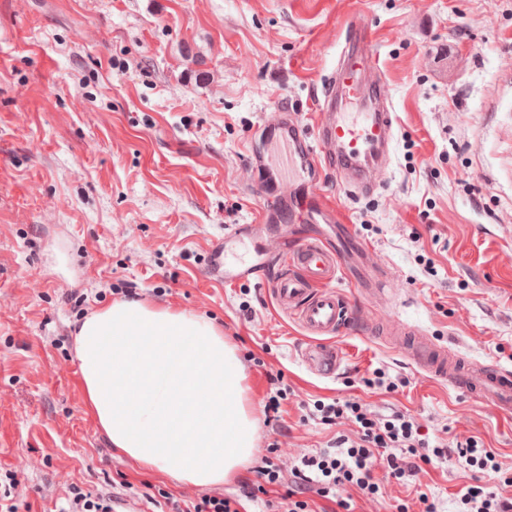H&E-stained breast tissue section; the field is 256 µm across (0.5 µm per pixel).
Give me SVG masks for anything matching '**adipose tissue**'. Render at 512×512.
<instances>
[{"mask_svg": "<svg viewBox=\"0 0 512 512\" xmlns=\"http://www.w3.org/2000/svg\"><path fill=\"white\" fill-rule=\"evenodd\" d=\"M76 341L88 407L112 446L177 484L223 483L252 455L255 427L233 346L207 317L118 301Z\"/></svg>", "mask_w": 512, "mask_h": 512, "instance_id": "adipose-tissue-1", "label": "adipose tissue"}]
</instances>
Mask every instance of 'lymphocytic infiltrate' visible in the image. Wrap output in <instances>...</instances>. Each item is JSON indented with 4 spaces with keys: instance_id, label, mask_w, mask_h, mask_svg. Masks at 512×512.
<instances>
[{
    "instance_id": "obj_1",
    "label": "lymphocytic infiltrate",
    "mask_w": 512,
    "mask_h": 512,
    "mask_svg": "<svg viewBox=\"0 0 512 512\" xmlns=\"http://www.w3.org/2000/svg\"><path fill=\"white\" fill-rule=\"evenodd\" d=\"M311 415L327 426L350 422L356 434L338 435L327 448L302 454L286 475L272 462H265L257 469V481L243 485L236 495H203L175 504V512H243L249 503L265 507L273 487L282 490L280 512H315L319 498L336 502L341 512H353L349 501L337 499V487H354L375 497L381 492L382 480L414 484L423 465L448 457L461 461L469 470L495 474L498 482L494 490L483 485L467 486L453 500V512H512V472L502 471L496 453L475 437L450 448L434 445L413 416L395 412L377 417L354 399L315 401ZM121 505L118 496L95 494L74 482L67 487L60 512H119Z\"/></svg>"
}]
</instances>
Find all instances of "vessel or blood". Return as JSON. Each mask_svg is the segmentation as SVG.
<instances>
[{
    "label": "vessel or blood",
    "instance_id": "1",
    "mask_svg": "<svg viewBox=\"0 0 512 512\" xmlns=\"http://www.w3.org/2000/svg\"><path fill=\"white\" fill-rule=\"evenodd\" d=\"M374 55L370 30L360 20H349L336 68L317 97L312 129H305L285 111L257 128L266 145H282L286 163H300L312 174L311 179L291 185L280 169L267 165L265 154L252 155V168L260 173L255 187L267 202L261 222L275 223L285 210L302 217L305 232L280 242L276 250L257 249L244 257L238 249L253 238L256 226L229 225L223 237L211 242L205 271L207 279L219 285L254 281L270 293L278 309L295 314L315 342L305 353L306 363L323 378L334 376L341 363L328 337L365 316L364 309L337 293L335 279L347 253L364 251L367 245L349 224L339 225L335 243L322 240L316 225L329 208L315 189L314 177L327 169L349 188L366 194L382 185L392 162L397 120L383 78L375 70ZM378 333L393 336L410 362L432 379L512 418L511 370L466 361L414 328L382 325Z\"/></svg>",
    "mask_w": 512,
    "mask_h": 512
}]
</instances>
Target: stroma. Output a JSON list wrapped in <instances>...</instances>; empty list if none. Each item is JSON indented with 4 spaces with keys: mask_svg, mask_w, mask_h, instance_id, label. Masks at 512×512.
<instances>
[{
    "mask_svg": "<svg viewBox=\"0 0 512 512\" xmlns=\"http://www.w3.org/2000/svg\"><path fill=\"white\" fill-rule=\"evenodd\" d=\"M355 15L398 115L391 169L371 195L331 174L317 190L391 280L369 321L334 337L342 365L324 380L265 290L204 270L225 225L259 221L251 129L280 110L311 124ZM129 288L214 319L238 350L255 447L224 484L143 469L88 408L75 328ZM389 318L512 369V0H0V472L14 501L53 512L73 482L137 504L233 493L262 458L285 471L351 432L307 419L326 398L409 413L450 443L478 437L512 469V425L375 336ZM271 371L288 386L277 435ZM491 483L454 459L419 475L443 502Z\"/></svg>",
    "mask_w": 512,
    "mask_h": 512,
    "instance_id": "1",
    "label": "stroma"
}]
</instances>
